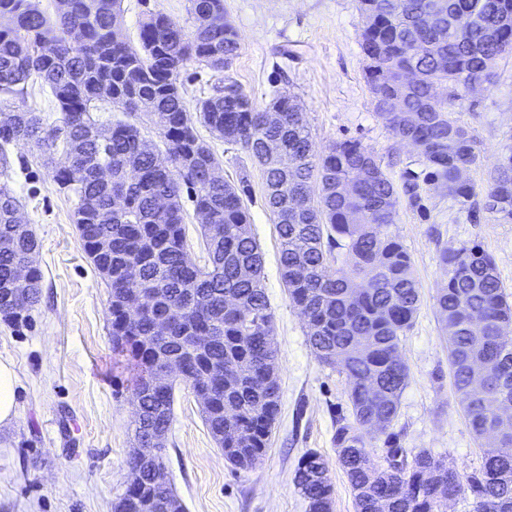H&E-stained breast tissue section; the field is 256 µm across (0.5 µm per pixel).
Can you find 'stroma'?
Returning a JSON list of instances; mask_svg holds the SVG:
<instances>
[{"label": "stroma", "mask_w": 512, "mask_h": 512, "mask_svg": "<svg viewBox=\"0 0 512 512\" xmlns=\"http://www.w3.org/2000/svg\"><path fill=\"white\" fill-rule=\"evenodd\" d=\"M152 13L194 29L190 0H122L118 24L128 42H137L141 23ZM224 18L238 34V55L226 74L201 62L181 70L188 106L214 94L229 74L257 107L278 94L295 97L315 153L357 139L393 179L420 171L417 150L394 138L374 112L357 0H224ZM454 110L480 150L467 178L484 186L512 146V55L498 60L491 81L457 101ZM197 132L224 179L242 190L263 253L280 413L262 462L236 471L208 432L195 395L176 386L164 455L168 479L187 512H307L294 472L315 451L329 466L332 512H355L335 442L336 417L350 412V382L316 356L283 286L262 170L240 146L202 126ZM41 154L34 142H12L9 167L0 170V182L20 199L36 235L35 264L42 272L40 300L28 323L0 322V359L11 360L19 378L17 416L0 427V512H112L127 486V460L136 443L131 389L137 370L129 356L112 348L109 293L83 250L74 224L76 199L58 189L40 164ZM422 195L423 208L400 203L389 228L411 257L422 299L400 342L409 381L393 431L407 451L427 448L470 472L479 468L483 450L448 373L447 343L434 308L446 282L438 252L447 244L479 245L494 258L512 294V224L495 223L485 212L470 220L433 185L424 186Z\"/></svg>", "instance_id": "1"}]
</instances>
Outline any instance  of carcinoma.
<instances>
[{
    "mask_svg": "<svg viewBox=\"0 0 512 512\" xmlns=\"http://www.w3.org/2000/svg\"><path fill=\"white\" fill-rule=\"evenodd\" d=\"M196 19L188 33L164 15H149L139 47L114 27L120 0H69L51 18L39 0H0V144L34 140L42 166L62 190L76 198L74 223L84 251L110 290L112 347L127 353L138 369L132 389L135 439L151 444L169 431L174 387L151 379L163 358L181 354L193 390L207 394L202 408L209 433L236 470H251L266 454L279 413L278 368L266 363V336L273 314L264 286V260L239 189L211 179L217 166L210 147L196 133L209 129L240 146L262 167L266 204L280 240L279 267L289 299L303 316L309 344L324 363L351 381L352 420L336 419L338 463L354 494L356 512H447L448 498L468 493L473 512H512V417L500 406L512 401V302L502 291L493 258L478 246H445L439 264L447 283L435 299L438 320L453 326L448 364L455 394L477 439L489 436L480 468L468 473L421 449L409 456L390 431L398 417L409 370L400 338L411 327L421 295L410 255L388 233L400 198L423 206L420 182L448 192V198L476 215L481 209L500 224L512 223V147L481 191L459 180L461 167L479 159L476 136L453 111L459 89L489 80L497 61L512 53V0H359L360 47L376 116L392 135L421 145V172L406 173L396 188L381 160L358 140L332 143L312 154L304 113L291 98L275 97L282 121L266 125L243 87L228 74L238 54L236 31L224 22L223 0H191ZM58 45L41 54L44 39ZM192 61L222 66L223 85L189 109L178 86L180 69ZM414 78L400 81L403 72ZM49 88L58 122L21 109L8 98L24 94L31 77ZM436 84L448 88L437 97ZM400 112H383L390 99ZM99 102L130 117L145 115L163 137L171 166H159L141 149L140 128L130 121L103 124L92 115ZM270 141L291 156L279 166L266 151ZM63 153L70 164L58 166ZM106 165L112 181L97 174ZM319 181L317 203L311 180ZM286 183L289 196L273 188ZM356 185L348 196L339 186ZM194 191V205L209 221L201 225L207 253L199 265L188 243L182 187ZM171 199L159 211L155 200ZM480 200H475V197ZM125 205L113 208V200ZM18 200L0 184V318L14 326L28 322L39 301L34 290L15 305L3 302L16 268L36 249L33 234L16 222ZM340 250L341 257L334 256ZM152 304L137 306L139 292ZM232 297L237 307L228 308ZM485 328L476 333L471 319ZM170 320L171 341L156 332ZM214 337L198 353L191 337ZM382 421L374 430L373 419ZM384 434V463L371 459L372 441ZM154 444V443H152ZM165 446L129 458L139 473L113 503V512H185L171 484L160 485ZM308 512H331L333 486L326 461L311 452L295 474Z\"/></svg>",
    "mask_w": 512,
    "mask_h": 512,
    "instance_id": "obj_1",
    "label": "carcinoma"
}]
</instances>
